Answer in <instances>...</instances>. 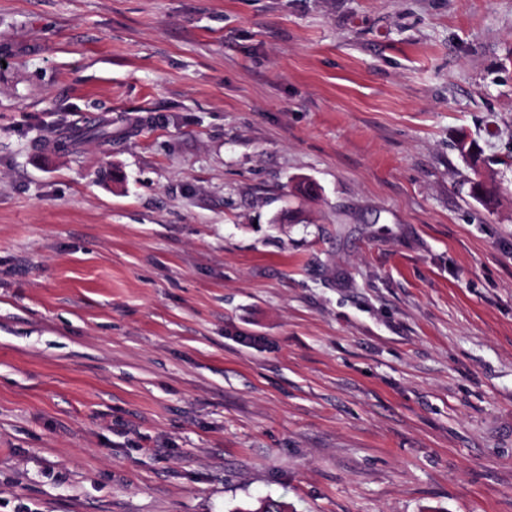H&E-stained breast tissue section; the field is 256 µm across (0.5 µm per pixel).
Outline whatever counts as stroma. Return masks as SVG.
Segmentation results:
<instances>
[{"label": "stroma", "instance_id": "35a3bbf8", "mask_svg": "<svg viewBox=\"0 0 512 512\" xmlns=\"http://www.w3.org/2000/svg\"><path fill=\"white\" fill-rule=\"evenodd\" d=\"M265 497L512 512V0H0V512ZM461 153H463L466 157H469L473 160L474 163V174L475 178L471 181L470 191L472 196L474 197V192L476 189H482L484 200L482 203H490L494 197V188L491 182H489L482 171L478 169V158L472 153V149L467 147V145L462 142L459 147Z\"/></svg>", "mask_w": 512, "mask_h": 512}]
</instances>
